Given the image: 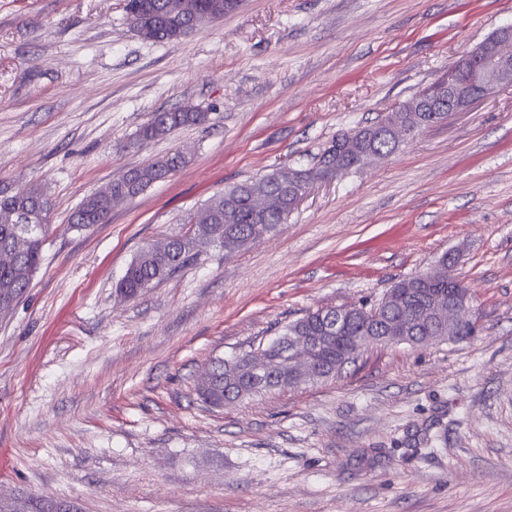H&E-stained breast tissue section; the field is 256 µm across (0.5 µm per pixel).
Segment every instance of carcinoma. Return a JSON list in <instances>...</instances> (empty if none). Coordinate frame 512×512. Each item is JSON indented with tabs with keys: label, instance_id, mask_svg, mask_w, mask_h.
Instances as JSON below:
<instances>
[{
	"label": "carcinoma",
	"instance_id": "cac0c4a2",
	"mask_svg": "<svg viewBox=\"0 0 512 512\" xmlns=\"http://www.w3.org/2000/svg\"><path fill=\"white\" fill-rule=\"evenodd\" d=\"M241 5L242 0H127L125 9L130 23L148 28L151 42L165 43L188 35L189 26L194 32L208 27ZM442 87L443 81L438 79L381 119L337 135L320 154L317 164L295 170L293 178L287 173L272 172L216 194L191 217V223L196 225L192 237L167 238L142 248L118 282L117 293L127 299L140 296L153 284L181 272L201 248L214 244L218 236L224 241L227 257L247 248V241L274 232L295 210L297 194L325 177L326 164L347 173L396 152L401 140L391 135V129H422L430 122L431 113L421 108ZM206 119L205 112H156L137 130L135 140H161L176 129L201 125ZM187 163L186 155L176 150L130 169L124 179L113 180L87 196L68 223L83 229L105 223L113 206L137 197ZM50 208L49 196L41 186L30 187L21 194L0 188V301L9 302L12 308L30 288L41 264ZM453 292L446 278L423 279L414 275L396 282L378 302L350 307V316L321 350L319 379L335 377L357 359V337L387 336L389 329L404 319L409 320V336H435L441 341L448 340L450 334L468 339L475 336L478 323L460 328L448 322L446 305ZM321 314L320 309L308 310L286 324L281 336L268 344L269 354L276 356L281 342L300 331L318 333ZM211 369L210 382L197 387L199 398L211 407L221 406L226 397L242 401L262 392L288 388L285 381L253 388L225 369L222 359L214 361Z\"/></svg>",
	"mask_w": 512,
	"mask_h": 512
}]
</instances>
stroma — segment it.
Segmentation results:
<instances>
[{"mask_svg":"<svg viewBox=\"0 0 512 512\" xmlns=\"http://www.w3.org/2000/svg\"><path fill=\"white\" fill-rule=\"evenodd\" d=\"M512 0H244L168 43L124 0H0V185L46 187L43 261L0 317V495L81 512H512V84L313 185L287 224L127 300L146 243L225 187L306 168L496 30ZM200 126L144 145L162 110ZM188 164L108 222L70 213L174 150ZM460 255L483 331L373 345L338 377L220 408L211 359L307 310L372 303Z\"/></svg>","mask_w":512,"mask_h":512,"instance_id":"stroma-1","label":"stroma"}]
</instances>
